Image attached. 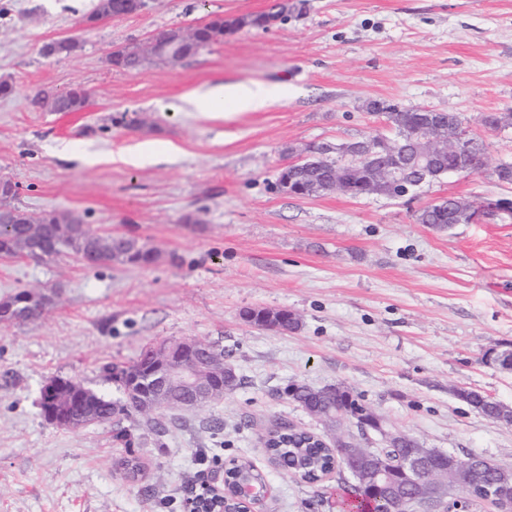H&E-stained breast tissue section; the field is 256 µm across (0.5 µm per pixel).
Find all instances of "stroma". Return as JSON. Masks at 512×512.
<instances>
[{"instance_id":"stroma-1","label":"stroma","mask_w":512,"mask_h":512,"mask_svg":"<svg viewBox=\"0 0 512 512\" xmlns=\"http://www.w3.org/2000/svg\"><path fill=\"white\" fill-rule=\"evenodd\" d=\"M97 0H0V177L15 206L57 210L155 251L149 266L90 268L73 253L0 259V299L48 294L35 320L0 327V512H189L224 462L249 457L271 496L261 512H340L348 472L307 484L275 466L260 437L274 420L323 432L283 396L289 383L341 384L427 447L512 469V425L457 398L468 387L512 406V223L439 228L420 209L453 196L512 197L495 168L512 162V0H287L268 30L244 28L175 66L109 67L112 50L174 26L267 10L273 0H148L135 15L82 22ZM75 41L48 57L46 44ZM262 83L285 94L259 111L210 119L182 109L188 91ZM90 91L77 112L35 110L38 92ZM431 107L483 141L484 167L424 183L412 200L329 192L283 194L294 151L392 136L366 101ZM505 115L497 131L483 117ZM171 152L129 166L120 147ZM71 143L74 160L58 158ZM94 162H85V155ZM285 309L297 329L245 322L242 310ZM194 338L224 348L240 388L155 439L140 414L122 420L143 462L126 478L113 423L49 424L47 380H77L121 398L105 368L149 343Z\"/></svg>"}]
</instances>
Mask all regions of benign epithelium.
Returning <instances> with one entry per match:
<instances>
[{"instance_id": "benign-epithelium-1", "label": "benign epithelium", "mask_w": 512, "mask_h": 512, "mask_svg": "<svg viewBox=\"0 0 512 512\" xmlns=\"http://www.w3.org/2000/svg\"><path fill=\"white\" fill-rule=\"evenodd\" d=\"M123 11H118L116 0H99L98 16L104 18H122L138 14L144 10L146 0H123ZM196 28L189 30L173 29L174 38L154 37L142 46L143 58L152 60L164 58L169 64L181 61L177 42L192 40ZM419 142L423 145L417 161L421 163L416 177L403 173L405 166L401 161L399 147L385 137H374L356 147V163L366 174V184L361 195L380 194L391 199H401L410 194L411 188L420 185L433 175L430 166L433 158L460 151L461 134L457 118L448 116V123L439 124L427 120L422 129ZM280 190L300 198L318 195L314 185L296 184L286 173L278 177ZM507 202L502 198L488 199L484 202L477 218L494 219ZM34 225L30 239L31 257L42 258L54 248V241L46 233L45 226L30 219ZM214 344L196 339H181L160 346L164 367L154 380L156 390L163 391L169 386H179L191 392V401L186 406L194 408L211 402L217 395L195 361V357L205 351L213 353ZM58 383H46L41 391V404L44 413L53 425L66 429H80L98 423L88 413L91 395L82 394L79 399L81 412L57 414L50 403L57 390ZM336 420L350 421L364 437L370 433L380 436L384 448H394L405 439V433L386 426L383 419L374 412L360 413L339 411ZM338 448L341 466L346 468L362 485L369 486L374 494L388 500L393 512H458L466 508V501L457 498L456 491L470 488L468 482L469 459H462L438 448H427L418 443L408 448L399 458L386 455L383 448L369 453L359 439L332 443ZM225 478H220V486L212 491V497L206 512H259V508L271 494L270 485L257 486L248 481L241 482L229 494L224 490ZM487 503L501 512V507L512 504V471L501 470L491 488Z\"/></svg>"}]
</instances>
